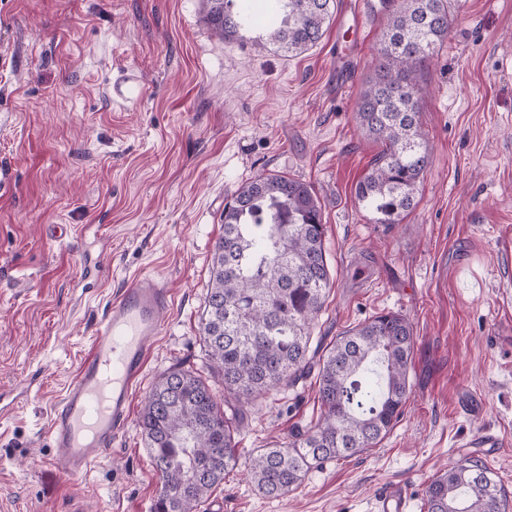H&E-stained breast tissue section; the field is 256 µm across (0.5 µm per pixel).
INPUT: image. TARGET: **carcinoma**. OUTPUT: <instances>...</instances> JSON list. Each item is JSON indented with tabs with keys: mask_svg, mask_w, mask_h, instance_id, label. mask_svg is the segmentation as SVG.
Wrapping results in <instances>:
<instances>
[{
	"mask_svg": "<svg viewBox=\"0 0 512 512\" xmlns=\"http://www.w3.org/2000/svg\"><path fill=\"white\" fill-rule=\"evenodd\" d=\"M334 0H203L221 40L256 34V46L290 56L323 37ZM450 0H400L377 49L374 75L356 107L359 126L382 150L356 197L378 224H398L430 163L419 124L421 71L448 39ZM322 205L310 184L280 173L243 183L224 206L199 322L208 367L162 374L138 425L160 482L152 512H197L238 465L235 435L244 407L315 374L320 415L289 440L247 462L258 493L278 497L325 462L359 455L390 432L410 399L414 336L399 313L374 316L326 347L315 321L332 286ZM427 512H508L509 496L487 461L459 460L426 486Z\"/></svg>",
	"mask_w": 512,
	"mask_h": 512,
	"instance_id": "cac0c4a2",
	"label": "carcinoma"
}]
</instances>
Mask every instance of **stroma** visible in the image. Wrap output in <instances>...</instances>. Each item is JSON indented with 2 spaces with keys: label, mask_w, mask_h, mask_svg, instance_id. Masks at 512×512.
<instances>
[{
  "label": "stroma",
  "mask_w": 512,
  "mask_h": 512,
  "mask_svg": "<svg viewBox=\"0 0 512 512\" xmlns=\"http://www.w3.org/2000/svg\"><path fill=\"white\" fill-rule=\"evenodd\" d=\"M350 78L336 30L288 58L223 41L201 0H0V503L8 512H152L159 484L137 422L69 477L48 420L106 309L137 275L171 291L165 333L133 395L163 373L204 371L199 319L224 205L262 172L310 183L324 211L333 286L315 333L373 315L413 325L411 397L368 451L326 462L296 489L259 495L243 466L198 512H375L401 485L409 512L468 455L512 493V0H457L450 35L419 78L430 148L409 215L375 223L355 188L380 146L356 103L398 0H375ZM66 234L53 235L54 225ZM97 263L94 288L84 265ZM319 415L306 380L260 398L240 458ZM492 431L496 451L473 445Z\"/></svg>",
  "instance_id": "1"
}]
</instances>
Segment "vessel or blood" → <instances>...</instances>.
Masks as SVG:
<instances>
[{
    "label": "vessel or blood",
    "mask_w": 512,
    "mask_h": 512,
    "mask_svg": "<svg viewBox=\"0 0 512 512\" xmlns=\"http://www.w3.org/2000/svg\"><path fill=\"white\" fill-rule=\"evenodd\" d=\"M169 306L165 284L140 275L107 307L75 380L50 415L53 459L63 473L87 474L127 426L133 390ZM407 506V495L397 486L376 500V512H407Z\"/></svg>",
    "instance_id": "vessel-or-blood-1"
}]
</instances>
